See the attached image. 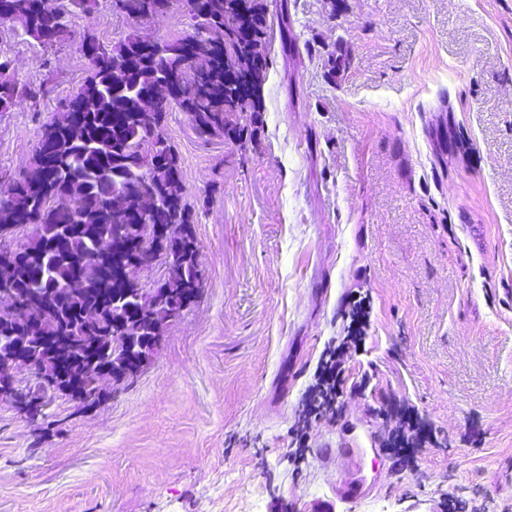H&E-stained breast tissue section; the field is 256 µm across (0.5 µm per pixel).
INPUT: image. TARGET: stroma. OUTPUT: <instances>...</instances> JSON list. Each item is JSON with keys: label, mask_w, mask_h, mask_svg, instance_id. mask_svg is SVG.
<instances>
[{"label": "stroma", "mask_w": 512, "mask_h": 512, "mask_svg": "<svg viewBox=\"0 0 512 512\" xmlns=\"http://www.w3.org/2000/svg\"><path fill=\"white\" fill-rule=\"evenodd\" d=\"M272 64L245 141L161 131L178 157L202 274L133 378L88 404L0 401V512H512V0H262ZM40 46L0 27L37 89L0 112V197L90 70L84 35L190 31L184 0L147 21L107 0ZM368 294L335 418L301 465L288 429L346 304ZM394 400L436 430L409 468L380 450ZM366 448L365 497L320 453Z\"/></svg>", "instance_id": "obj_1"}]
</instances>
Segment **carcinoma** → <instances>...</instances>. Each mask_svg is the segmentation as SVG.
I'll return each instance as SVG.
<instances>
[{"mask_svg": "<svg viewBox=\"0 0 512 512\" xmlns=\"http://www.w3.org/2000/svg\"><path fill=\"white\" fill-rule=\"evenodd\" d=\"M10 5L24 34L42 45L65 40L67 29L52 14L32 11V0H0ZM190 26L204 28L215 20H224V0H188ZM171 0H127L125 14L161 15ZM250 18L255 30L252 50L265 49V14L261 0H250ZM138 37H130L115 47H103L100 58L88 57L91 73L73 94L85 102L80 116L65 109L57 113L43 130L42 137L57 143L58 158L51 161L38 154L23 178L13 181L7 197L0 201V236L18 227L33 226L28 241L14 249L0 250V285L12 288L20 298L52 293V308L46 312L34 336H50L59 332L83 337L72 353L83 354L82 347H92L99 363L112 361V342L127 336L138 346L152 343L150 327L131 319L129 308L116 313L113 301L123 292L97 272L104 258H112L108 240L118 212L112 208L116 200L121 208L138 203L135 188L144 173L129 159L138 148L148 144L152 154L143 166L162 185L160 203L147 217L148 224L169 227L170 277L165 285L166 303L183 305L187 289L199 291L200 270L196 241L187 239L186 226L194 223L188 203L170 204L168 200L186 195L182 182L170 181V173L178 169L177 158L161 134L165 112H160L154 125L137 118L141 108L139 94L177 74L194 84L199 74L211 75L213 82L221 74L211 68L205 51L181 65L172 53L175 42H166L161 54H151L134 71L125 72L117 61L126 51H135ZM10 62L0 59V112L12 108L19 99L36 95L6 76ZM255 107L242 103L228 111L224 100L199 96L196 109L188 113L196 134L212 137L218 134L243 136L246 126L233 120L236 114L254 119Z\"/></svg>", "mask_w": 512, "mask_h": 512, "instance_id": "carcinoma-1", "label": "carcinoma"}]
</instances>
